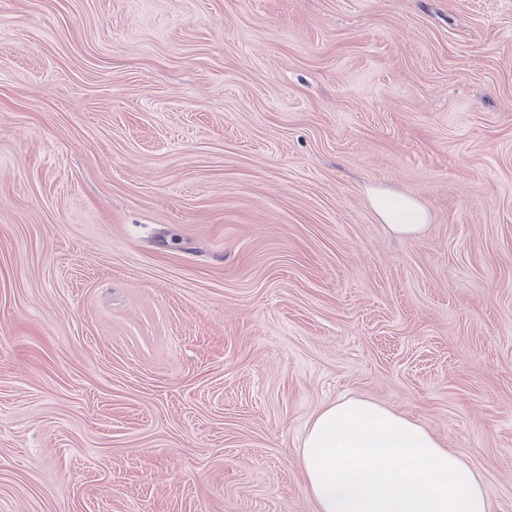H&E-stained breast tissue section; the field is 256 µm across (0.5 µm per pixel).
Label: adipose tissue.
I'll return each mask as SVG.
<instances>
[{"label": "adipose tissue", "mask_w": 512, "mask_h": 512, "mask_svg": "<svg viewBox=\"0 0 512 512\" xmlns=\"http://www.w3.org/2000/svg\"><path fill=\"white\" fill-rule=\"evenodd\" d=\"M396 234L424 231L428 211L376 193ZM301 463L314 512H492L480 474L419 423L382 404L342 399L310 419Z\"/></svg>", "instance_id": "obj_1"}]
</instances>
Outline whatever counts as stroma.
<instances>
[{
  "instance_id": "1",
  "label": "stroma",
  "mask_w": 512,
  "mask_h": 512,
  "mask_svg": "<svg viewBox=\"0 0 512 512\" xmlns=\"http://www.w3.org/2000/svg\"><path fill=\"white\" fill-rule=\"evenodd\" d=\"M343 398L512 512V0H0V512H313ZM370 201L383 221L398 235H418L428 225V211L413 199L405 197L399 201H391L385 193H375Z\"/></svg>"
}]
</instances>
